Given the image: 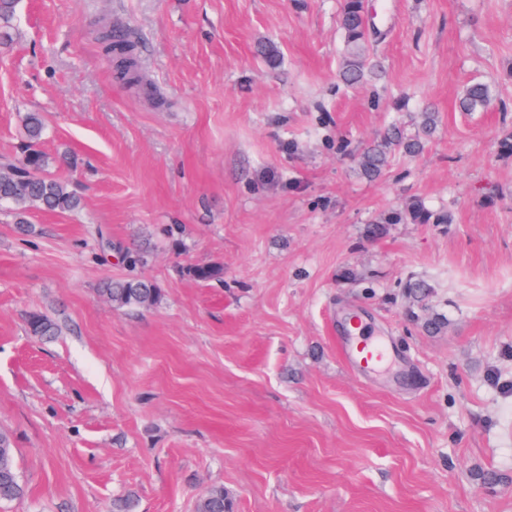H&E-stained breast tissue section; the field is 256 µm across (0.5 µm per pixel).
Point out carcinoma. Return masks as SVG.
Listing matches in <instances>:
<instances>
[{"label":"carcinoma","instance_id":"cac0c4a2","mask_svg":"<svg viewBox=\"0 0 512 512\" xmlns=\"http://www.w3.org/2000/svg\"><path fill=\"white\" fill-rule=\"evenodd\" d=\"M17 0H0V46L8 45L12 38L10 21L16 12ZM367 6L364 0H344L339 15L344 48L340 57L338 80L347 87L365 84L375 74L371 51L376 34L368 25ZM110 55L118 58L119 72L126 80H139L137 62L126 34L112 39ZM492 104L489 87L483 83L468 85L458 100L462 112H484ZM23 143L13 155L0 158V205L10 208L14 223H28L30 210L74 213L81 208V198L68 180L50 172V159L39 149L47 123L40 112H24L20 116ZM437 113H421L418 133L408 137L393 125L372 142L354 154V161L362 175L375 179L391 165L392 156L399 152L415 157L433 134ZM454 218L445 209H432L420 199L402 207L390 209L367 224L365 237L375 240L382 237L388 224H452ZM123 262L132 276L109 279L102 284L100 293L120 310L123 308L149 309L161 297L155 284L141 279L133 272L144 264V253L139 249H122ZM183 275L200 283L224 281V266L219 263L190 264L182 268ZM399 288L407 298L421 303L428 297L432 285L421 278L410 276L400 282ZM30 335L48 339L58 334L59 324L48 314L32 311L26 317ZM24 495L18 478L15 447L11 435L0 429V504L15 501ZM233 502L222 487L209 489L195 503L194 512H232Z\"/></svg>","mask_w":512,"mask_h":512}]
</instances>
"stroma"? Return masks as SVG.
Listing matches in <instances>:
<instances>
[{"instance_id":"stroma-1","label":"stroma","mask_w":512,"mask_h":512,"mask_svg":"<svg viewBox=\"0 0 512 512\" xmlns=\"http://www.w3.org/2000/svg\"><path fill=\"white\" fill-rule=\"evenodd\" d=\"M343 0H19L0 51V156L19 115L83 200L0 210V428L25 485L0 512H512V0H366L383 36L366 85H337ZM122 25L167 97L117 79L99 34ZM272 43L280 66L257 48ZM487 84L497 109L456 100ZM437 129L369 181L352 156L389 123ZM450 224L375 215L408 199ZM139 242L149 309L100 294ZM220 263L204 285L181 268ZM360 274L353 284L345 269ZM428 280L410 321L399 288ZM47 313L55 339L31 336ZM395 357L366 372L336 342L349 313ZM454 218L445 209H432L420 199H414L402 207L390 209L367 224L365 237L375 240L386 232L385 224H450ZM25 322L28 333L39 339L52 338L59 332V324L51 316L41 311L30 312ZM233 502L224 487L209 489L195 503L194 512H231Z\"/></svg>"}]
</instances>
